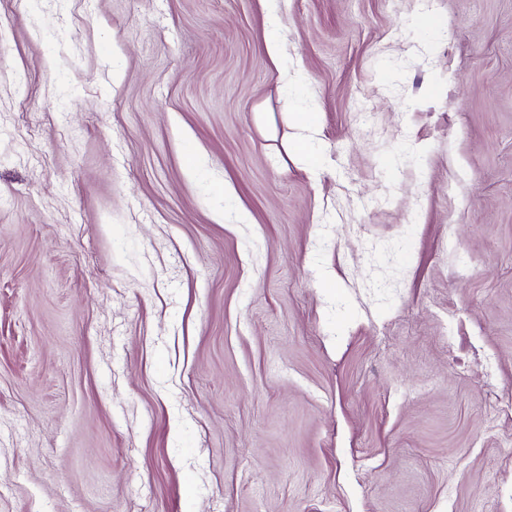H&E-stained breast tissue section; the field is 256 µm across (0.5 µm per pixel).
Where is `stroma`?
Here are the masks:
<instances>
[{
	"instance_id": "1",
	"label": "stroma",
	"mask_w": 512,
	"mask_h": 512,
	"mask_svg": "<svg viewBox=\"0 0 512 512\" xmlns=\"http://www.w3.org/2000/svg\"><path fill=\"white\" fill-rule=\"evenodd\" d=\"M0 31V512H512V0Z\"/></svg>"
}]
</instances>
